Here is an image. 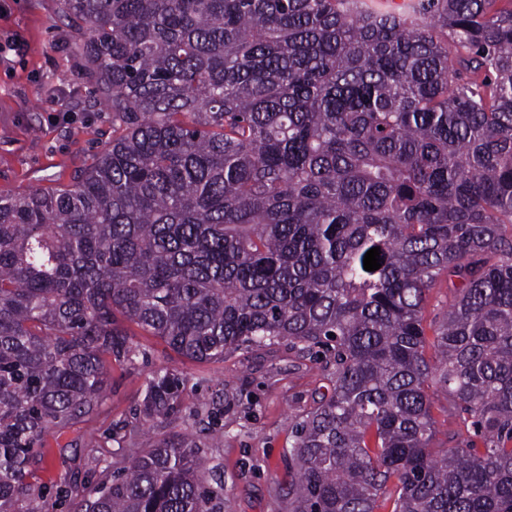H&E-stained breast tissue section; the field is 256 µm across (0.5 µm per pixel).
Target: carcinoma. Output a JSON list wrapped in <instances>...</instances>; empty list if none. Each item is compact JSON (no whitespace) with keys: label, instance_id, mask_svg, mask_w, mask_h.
Listing matches in <instances>:
<instances>
[{"label":"carcinoma","instance_id":"1","mask_svg":"<svg viewBox=\"0 0 512 512\" xmlns=\"http://www.w3.org/2000/svg\"><path fill=\"white\" fill-rule=\"evenodd\" d=\"M58 12L112 141L67 186L0 196V512H47L32 467L106 402L108 358L141 355L131 325L197 362L282 339L315 356L333 389L292 419L283 512H512V4ZM185 384L152 371L143 418ZM442 397L464 431L438 450ZM204 435L121 466L90 435L91 479L56 502L221 512Z\"/></svg>","mask_w":512,"mask_h":512}]
</instances>
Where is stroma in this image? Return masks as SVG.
Returning <instances> with one entry per match:
<instances>
[{
  "mask_svg": "<svg viewBox=\"0 0 512 512\" xmlns=\"http://www.w3.org/2000/svg\"><path fill=\"white\" fill-rule=\"evenodd\" d=\"M92 85L56 0H0V195L69 183L103 150L112 123L93 107ZM132 341L146 349L147 360L113 363L111 398L87 421L49 435L42 481L81 477V434L93 433L97 456L119 463L127 449L195 430L192 409L212 400L214 426L224 435L210 451L224 478V512H281L275 488L288 477L291 419L330 387L312 359L285 339L207 363L182 359L141 331ZM160 367L183 372L187 383L180 410L149 428L138 418L139 404L146 376ZM225 389L236 400H221Z\"/></svg>",
  "mask_w": 512,
  "mask_h": 512,
  "instance_id": "1",
  "label": "stroma"
}]
</instances>
